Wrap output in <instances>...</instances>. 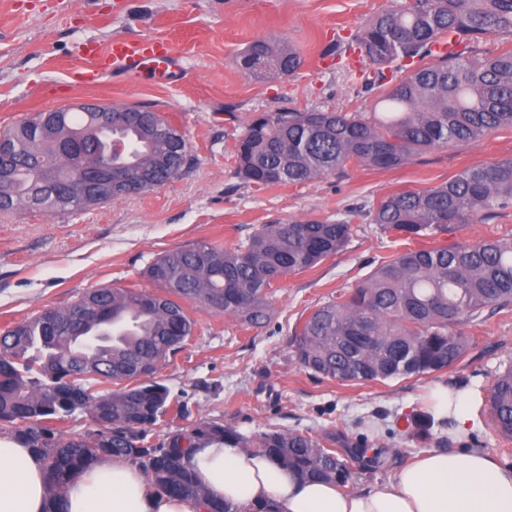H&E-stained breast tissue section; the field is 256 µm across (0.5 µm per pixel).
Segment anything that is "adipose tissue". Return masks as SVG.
<instances>
[{
    "label": "adipose tissue",
    "instance_id": "1",
    "mask_svg": "<svg viewBox=\"0 0 512 512\" xmlns=\"http://www.w3.org/2000/svg\"><path fill=\"white\" fill-rule=\"evenodd\" d=\"M468 393L437 384L431 407L463 433L475 412ZM188 467L211 500L269 512H512V467L491 453L453 448L424 452L387 483L346 495L334 483L299 479L262 453L211 442ZM43 463L11 435H0V512H45ZM65 512H205L197 502L157 491L138 465L106 458L75 475Z\"/></svg>",
    "mask_w": 512,
    "mask_h": 512
}]
</instances>
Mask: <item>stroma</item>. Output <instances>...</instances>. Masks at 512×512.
Instances as JSON below:
<instances>
[{
	"label": "stroma",
	"mask_w": 512,
	"mask_h": 512,
	"mask_svg": "<svg viewBox=\"0 0 512 512\" xmlns=\"http://www.w3.org/2000/svg\"><path fill=\"white\" fill-rule=\"evenodd\" d=\"M389 0H0V131L36 113L80 103L145 105L184 134L182 174L153 191L76 214L38 209L0 214V327L64 308L87 290L155 286L144 276L164 252L210 242L235 247L260 225L288 219H346L348 246L315 268L280 281L269 321L244 328L195 304L192 336L158 371L183 414L180 426L216 421L251 436L297 430L351 452L357 493L386 482L415 455L438 448L486 450L512 464V440L489 422L487 388L512 362V304L464 324L471 338L452 367L423 377L343 384L299 366L292 348L306 317L406 250L381 233L369 210L387 195L441 184L467 167L512 159V128L419 155L397 170L350 165L298 185L259 188L236 175L235 149L247 121L263 112L370 109L377 93L338 69L330 46L357 32ZM167 40L183 63L169 81L118 73L74 82L83 51L117 38ZM257 39H276L301 58L276 79L241 71L237 58ZM512 239V207L466 224L442 244ZM468 392L479 423L459 434L432 418L436 383ZM365 454H356L359 445Z\"/></svg>",
	"instance_id": "35a3bbf8"
}]
</instances>
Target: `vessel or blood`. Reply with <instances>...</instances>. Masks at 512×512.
Returning a JSON list of instances; mask_svg holds the SVG:
<instances>
[{
  "label": "vessel or blood",
  "mask_w": 512,
  "mask_h": 512,
  "mask_svg": "<svg viewBox=\"0 0 512 512\" xmlns=\"http://www.w3.org/2000/svg\"><path fill=\"white\" fill-rule=\"evenodd\" d=\"M113 70L136 79L151 76L169 80L178 74V59L170 47L160 41L116 39L113 40L106 56L99 60L94 69L83 72L81 79L92 84Z\"/></svg>",
  "instance_id": "vessel-or-blood-1"
}]
</instances>
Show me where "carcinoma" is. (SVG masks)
<instances>
[{"instance_id": "carcinoma-1", "label": "carcinoma", "mask_w": 512, "mask_h": 512, "mask_svg": "<svg viewBox=\"0 0 512 512\" xmlns=\"http://www.w3.org/2000/svg\"><path fill=\"white\" fill-rule=\"evenodd\" d=\"M512 35V0H393L336 55L357 53L373 67L368 86L381 90L383 112L288 111L253 116L236 146V174L259 187L311 182L348 165L393 170L424 152L473 142L512 128V50L469 57L435 51L443 40L462 45L483 35ZM296 52L271 40L253 41L239 66L250 73L288 75ZM410 70L393 81L395 71ZM91 112L62 121L40 112L0 133L12 151L0 157V212L25 208L72 214L129 196L124 188L100 201L53 202L65 174L106 171L114 163L142 178V194L178 177L190 155L183 133L149 108L123 128L128 152L108 158L112 140L100 128L82 140ZM512 206V160L468 167L432 188L392 193L368 211L370 223L411 240H434L459 224L490 219ZM345 219H288L263 224L234 248L197 243L167 251L144 276L159 295L129 288H94L64 309L46 308L0 330V423L42 458L47 512H63L71 477L107 457L140 466L173 496L207 502L208 512H240L208 500L184 460L211 441L254 448L299 477L347 486L343 453L325 438L300 431L250 438L214 421L166 432L148 431L173 412L155 374L192 335L184 303L234 317L245 327L270 319L273 285L343 251ZM512 304V240L410 248L380 264L356 287L315 309L293 338L300 367L341 383L383 382L439 372L466 354L461 326L486 309ZM101 336L97 352L80 351L81 337ZM104 394H88L93 386ZM491 425L512 440V364L496 373L486 397ZM90 408L98 428L73 438L58 427Z\"/></svg>"}]
</instances>
